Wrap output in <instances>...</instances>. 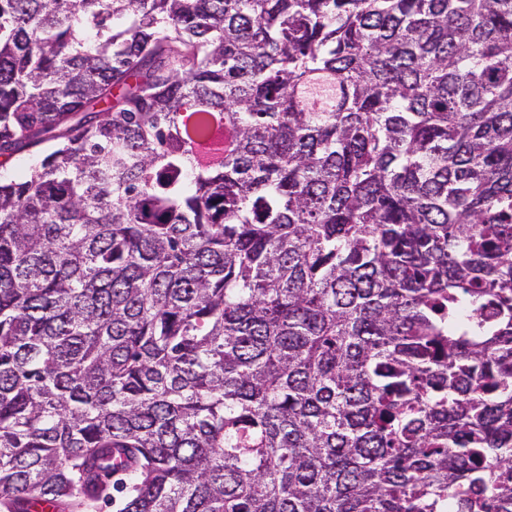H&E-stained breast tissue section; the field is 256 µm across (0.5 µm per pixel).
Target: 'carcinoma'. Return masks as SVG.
I'll return each mask as SVG.
<instances>
[{
	"label": "carcinoma",
	"instance_id": "obj_1",
	"mask_svg": "<svg viewBox=\"0 0 512 512\" xmlns=\"http://www.w3.org/2000/svg\"><path fill=\"white\" fill-rule=\"evenodd\" d=\"M512 512V0H0V512Z\"/></svg>",
	"mask_w": 512,
	"mask_h": 512
}]
</instances>
